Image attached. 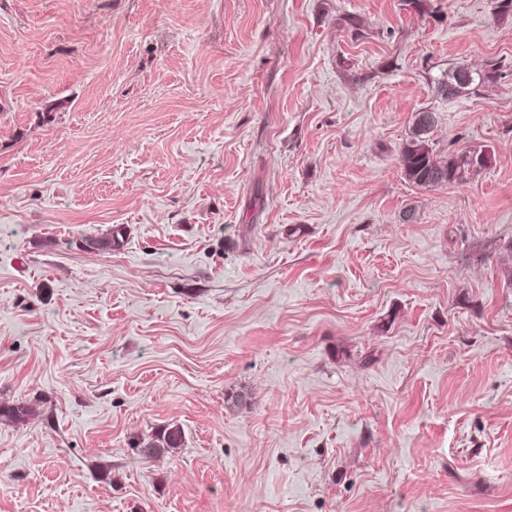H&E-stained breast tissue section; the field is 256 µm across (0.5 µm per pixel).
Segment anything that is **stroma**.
I'll return each mask as SVG.
<instances>
[{
    "label": "stroma",
    "instance_id": "obj_1",
    "mask_svg": "<svg viewBox=\"0 0 512 512\" xmlns=\"http://www.w3.org/2000/svg\"><path fill=\"white\" fill-rule=\"evenodd\" d=\"M422 111L487 168L410 183ZM18 402L0 512H512V11L0 0ZM490 67L487 72L478 73L476 71L471 70L469 67L461 66L456 68L452 75L449 76V80L443 81L438 84L437 92L440 96L452 99L463 92L464 89H468L475 83L476 78H478L479 82H482L483 79L491 77V74L495 71H492L495 68L493 64H489ZM474 74L476 76H474ZM184 444L182 432L179 428H170L161 431L155 436L140 439L135 448H140L143 455L154 457L164 453L165 448H179Z\"/></svg>",
    "mask_w": 512,
    "mask_h": 512
}]
</instances>
